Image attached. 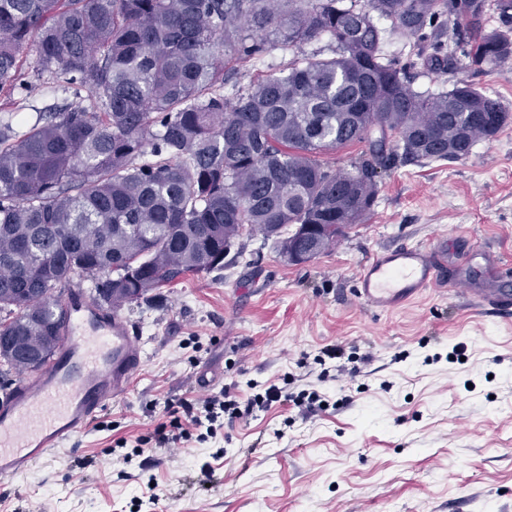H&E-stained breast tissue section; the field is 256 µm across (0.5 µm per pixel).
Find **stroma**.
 <instances>
[{"instance_id": "35a3bbf8", "label": "stroma", "mask_w": 512, "mask_h": 512, "mask_svg": "<svg viewBox=\"0 0 512 512\" xmlns=\"http://www.w3.org/2000/svg\"><path fill=\"white\" fill-rule=\"evenodd\" d=\"M74 101L39 84L0 99V119L23 130ZM442 237L476 284L488 264L472 241L512 256V122L466 158L383 174L365 222L307 265L283 263L257 236L224 269L124 307L144 350L131 388L19 485L0 484V512H512V318L461 288L393 312L354 295L369 253ZM336 343L360 376L318 363ZM204 367L214 389L243 399L274 382L317 390L326 405L305 416L278 403L207 441L135 456L171 404L197 395ZM81 458L91 467L76 468ZM205 465L206 489L193 482Z\"/></svg>"}]
</instances>
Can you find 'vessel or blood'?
I'll return each instance as SVG.
<instances>
[{
    "label": "vessel or blood",
    "instance_id": "1",
    "mask_svg": "<svg viewBox=\"0 0 512 512\" xmlns=\"http://www.w3.org/2000/svg\"><path fill=\"white\" fill-rule=\"evenodd\" d=\"M446 248L401 244L371 254L358 272L355 293L374 310L389 311L446 282L462 284L459 273L445 274ZM480 307L512 312V291L471 289ZM63 339L40 370L0 392V483L28 474L52 451L88 430L112 398L124 394L143 362L132 325L72 290Z\"/></svg>",
    "mask_w": 512,
    "mask_h": 512
}]
</instances>
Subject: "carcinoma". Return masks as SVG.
<instances>
[{"mask_svg": "<svg viewBox=\"0 0 512 512\" xmlns=\"http://www.w3.org/2000/svg\"><path fill=\"white\" fill-rule=\"evenodd\" d=\"M0 0V92L23 68L90 104L0 121V343L62 336L71 288L116 311L224 268L240 238L279 246L303 224L330 236L370 215L382 174L467 157L512 114L479 84L418 91L422 71L512 62V0ZM409 58L383 52L385 29ZM328 41L331 54L312 45ZM279 50L247 85H224ZM366 149L343 167L324 156ZM150 288L131 300L112 277ZM14 373L39 369L3 361Z\"/></svg>", "mask_w": 512, "mask_h": 512, "instance_id": "obj_1", "label": "carcinoma"}]
</instances>
